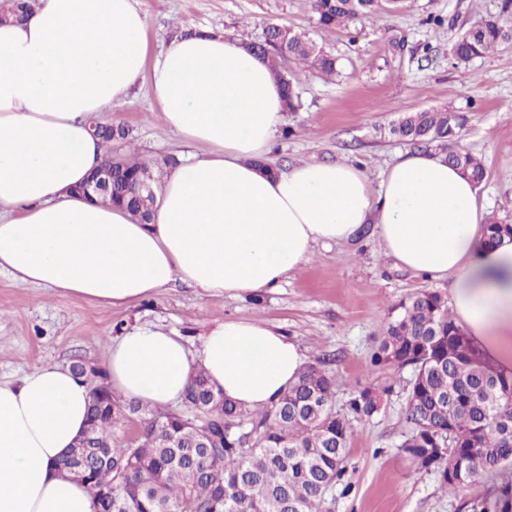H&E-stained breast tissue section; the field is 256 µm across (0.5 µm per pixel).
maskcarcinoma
Masks as SVG:
<instances>
[{"mask_svg":"<svg viewBox=\"0 0 512 512\" xmlns=\"http://www.w3.org/2000/svg\"><path fill=\"white\" fill-rule=\"evenodd\" d=\"M408 0H312L318 23L326 28L347 25L360 15L382 9L393 12ZM38 0H0V21L20 20ZM512 38V22L490 17L461 34L452 44L455 64H468ZM288 56L336 72V60L311 40L284 26L271 25L264 40L249 47L268 59L285 90V111L300 102L288 73L281 70L278 49ZM466 117L446 109L407 113L391 133L418 148L435 143L448 147V163L475 185L486 176L481 164L459 144ZM102 131L103 162L112 163V204L133 213L152 208L155 194L140 195L141 173L157 183L145 162L112 157V143L127 139ZM512 238V224L485 225L489 245ZM370 365L400 372L411 369L406 420L410 433L402 453L415 470L435 472L445 490L460 492L483 478L512 468V378L500 375L480 358L464 331L448 314L442 298L420 292L401 304L372 348ZM91 387L88 424L79 446L63 462V470L87 471L96 512H329L326 495L344 483L348 440L355 426L379 411L376 398L394 391L395 380L357 391L343 412L335 409L336 378L316 366L306 367L272 407L256 411L222 399L203 373L191 380L194 417L156 411L141 434L125 443L112 430L125 419L126 405L101 372L86 377ZM218 435L210 448L195 447L206 433ZM488 501L494 512H512V475L461 504L477 512Z\"/></svg>","mask_w":512,"mask_h":512,"instance_id":"1","label":"carcinoma"}]
</instances>
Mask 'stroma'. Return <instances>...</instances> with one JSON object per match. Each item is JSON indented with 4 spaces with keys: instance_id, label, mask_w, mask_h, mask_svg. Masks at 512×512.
Segmentation results:
<instances>
[{
    "instance_id": "35a3bbf8",
    "label": "stroma",
    "mask_w": 512,
    "mask_h": 512,
    "mask_svg": "<svg viewBox=\"0 0 512 512\" xmlns=\"http://www.w3.org/2000/svg\"><path fill=\"white\" fill-rule=\"evenodd\" d=\"M502 0H408L397 14L362 17L344 27L322 28L311 0H136L147 18V60L155 62L174 36L208 32L260 42L268 26L307 33L336 59V75L293 59L282 61L302 108L285 114L267 157L285 170L302 161L359 165L371 182L409 144L388 136L401 113L443 107L466 115L461 142L482 161L486 178L478 191L487 216L512 224V43L457 66L449 49L456 36L491 15ZM442 26H435L434 18ZM128 106L101 112L104 123L130 131L118 153H137L154 163H185L189 149L162 123L147 83L131 92ZM452 276L430 277L386 256L379 239L365 232L351 242L318 245L309 263L278 288L256 297L202 295L187 284L167 288L129 306L79 297H56L0 273V381H17L42 364L101 367L112 343L140 327L182 336L198 349L209 326L256 317L297 341L307 364H324L337 378L336 408L358 389L389 378L369 356L384 323L414 293L433 291L450 300ZM410 370L380 411L357 425L348 443V492L334 491L330 512H460L466 495L444 492L437 474L413 472L401 452L410 427L405 410Z\"/></svg>"
}]
</instances>
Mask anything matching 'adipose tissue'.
Returning a JSON list of instances; mask_svg holds the SVG:
<instances>
[{
  "label": "adipose tissue",
  "mask_w": 512,
  "mask_h": 512,
  "mask_svg": "<svg viewBox=\"0 0 512 512\" xmlns=\"http://www.w3.org/2000/svg\"><path fill=\"white\" fill-rule=\"evenodd\" d=\"M134 0H41L0 24V273L57 296L130 305L174 281L203 295L277 288L317 244L373 225L402 267L453 275L452 308L475 347L512 377V240L484 243L476 187L431 152L399 155L379 184L346 162L265 173L284 90L235 37L186 34L145 69ZM148 78L162 123L202 146L166 173L153 223L71 194L103 159L89 116L128 104ZM298 342L260 318L212 326L197 350L138 328L112 343V390L150 406L180 400L197 371L249 409L272 406L304 367ZM90 388L43 364L0 382V512H95L60 462L87 425Z\"/></svg>",
  "instance_id": "adipose-tissue-1"
}]
</instances>
